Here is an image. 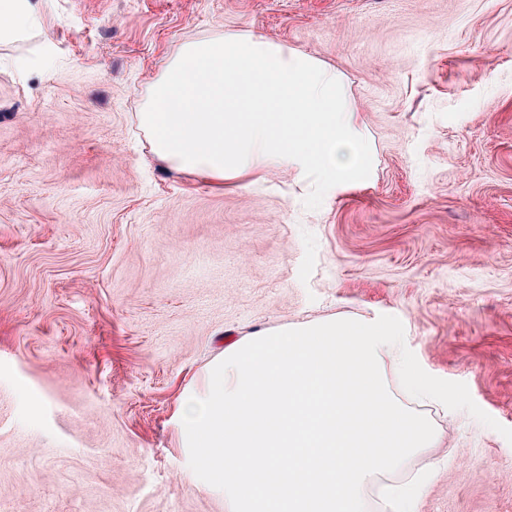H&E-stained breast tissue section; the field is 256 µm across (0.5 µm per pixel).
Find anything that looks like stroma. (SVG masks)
Returning a JSON list of instances; mask_svg holds the SVG:
<instances>
[{
  "label": "stroma",
  "mask_w": 512,
  "mask_h": 512,
  "mask_svg": "<svg viewBox=\"0 0 512 512\" xmlns=\"http://www.w3.org/2000/svg\"><path fill=\"white\" fill-rule=\"evenodd\" d=\"M0 40V512H226L174 414L249 333L398 317L429 374L512 428V0H28ZM257 31L342 79L375 155L314 201L221 185L136 125L176 46ZM417 512H512V443L425 409Z\"/></svg>",
  "instance_id": "obj_1"
}]
</instances>
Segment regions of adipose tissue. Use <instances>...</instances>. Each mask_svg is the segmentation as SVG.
<instances>
[{"label": "adipose tissue", "instance_id": "obj_1", "mask_svg": "<svg viewBox=\"0 0 512 512\" xmlns=\"http://www.w3.org/2000/svg\"><path fill=\"white\" fill-rule=\"evenodd\" d=\"M138 120L159 160L217 184L276 161L316 191L341 190L365 182L373 162L336 72L262 35L178 45Z\"/></svg>", "mask_w": 512, "mask_h": 512}]
</instances>
